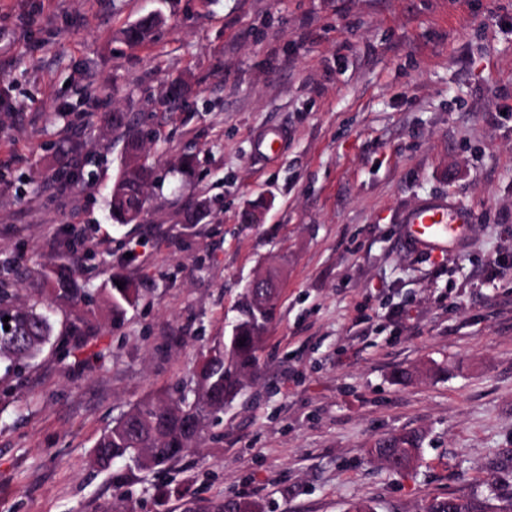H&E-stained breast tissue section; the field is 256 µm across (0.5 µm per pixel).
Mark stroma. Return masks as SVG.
I'll return each instance as SVG.
<instances>
[{
	"label": "stroma",
	"instance_id": "obj_1",
	"mask_svg": "<svg viewBox=\"0 0 512 512\" xmlns=\"http://www.w3.org/2000/svg\"><path fill=\"white\" fill-rule=\"evenodd\" d=\"M155 11L166 24L129 45L122 28ZM175 79L191 93L172 108ZM112 112L149 132L159 168L140 224L110 216ZM265 129L287 133L277 160L255 152ZM430 201L472 213L442 253L408 238ZM71 252L85 287L136 285L121 323L52 304L42 268ZM496 257L512 261V0H0V286L51 306L66 341L0 373V512H99L117 479L155 512L156 474L97 469L93 446L191 385L272 266L258 369L168 481L263 512L512 495V270ZM402 430L425 436L413 470L369 460Z\"/></svg>",
	"mask_w": 512,
	"mask_h": 512
}]
</instances>
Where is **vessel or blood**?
<instances>
[{
	"label": "vessel or blood",
	"mask_w": 512,
	"mask_h": 512,
	"mask_svg": "<svg viewBox=\"0 0 512 512\" xmlns=\"http://www.w3.org/2000/svg\"><path fill=\"white\" fill-rule=\"evenodd\" d=\"M285 139L283 131H271L256 141V153L263 159L278 157V146ZM470 214L444 205H426L414 211L408 218L412 242L425 250H441L459 235L463 224L469 223Z\"/></svg>",
	"instance_id": "obj_1"
}]
</instances>
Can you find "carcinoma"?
I'll list each match as a JSON object with an SVG mask.
<instances>
[{
	"label": "carcinoma",
	"mask_w": 512,
	"mask_h": 512,
	"mask_svg": "<svg viewBox=\"0 0 512 512\" xmlns=\"http://www.w3.org/2000/svg\"><path fill=\"white\" fill-rule=\"evenodd\" d=\"M163 24L162 17L149 14L122 30L132 45L146 41L154 29ZM157 177V169L148 160L121 165L112 185L110 212L118 224H133L144 219L148 185ZM79 265H45L43 277L59 304L73 306L86 321L97 317L106 308L112 319L121 318L136 303L138 289L129 282L123 288L111 284L100 289L96 298L87 288L77 285ZM279 271H266L262 291L244 289L240 318L232 336L215 342L200 353L194 370V388L174 396L168 392L148 397L129 412L114 419L97 439L94 463L107 467L117 460H127L141 469L163 470L186 452L198 448L211 428L224 413V404L242 390L246 377L254 370L262 333L271 319L278 299ZM9 295L0 289V365L7 373L18 372L41 354L53 338L49 314L34 307L7 305ZM10 317L3 322L4 317ZM9 329H4V325ZM423 434L418 431L392 433L375 439L367 454L373 461L384 462L394 472L407 471L417 465ZM475 495H454L453 506L448 498L434 497L424 512H479ZM102 512H134L133 492L117 486V494ZM183 512H261L260 504L247 499L227 497L222 501L203 503L190 499Z\"/></svg>",
	"instance_id": "1"
}]
</instances>
